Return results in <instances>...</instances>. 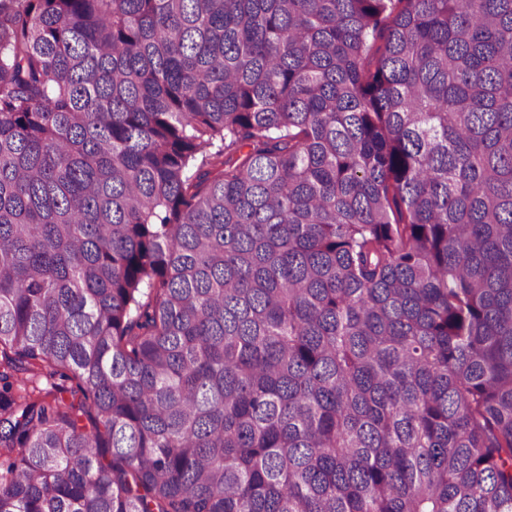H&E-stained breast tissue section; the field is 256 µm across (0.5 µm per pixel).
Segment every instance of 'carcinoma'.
Segmentation results:
<instances>
[{"mask_svg":"<svg viewBox=\"0 0 512 512\" xmlns=\"http://www.w3.org/2000/svg\"><path fill=\"white\" fill-rule=\"evenodd\" d=\"M0 512H512V0H0Z\"/></svg>","mask_w":512,"mask_h":512,"instance_id":"obj_1","label":"carcinoma"}]
</instances>
